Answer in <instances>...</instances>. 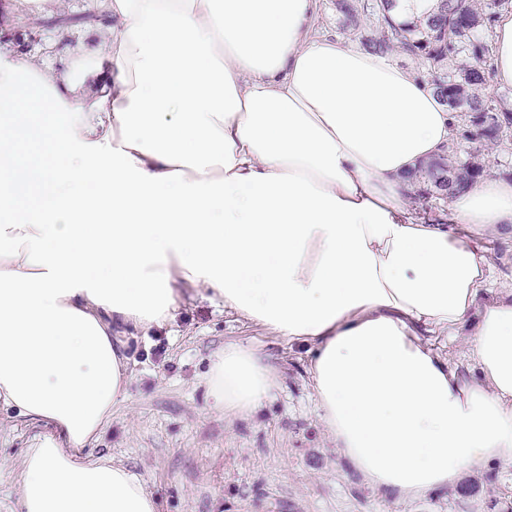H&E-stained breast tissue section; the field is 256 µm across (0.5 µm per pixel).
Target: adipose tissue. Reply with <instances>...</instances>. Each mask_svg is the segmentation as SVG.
<instances>
[{"mask_svg": "<svg viewBox=\"0 0 512 512\" xmlns=\"http://www.w3.org/2000/svg\"><path fill=\"white\" fill-rule=\"evenodd\" d=\"M94 2L109 22L81 82L0 66V409L53 429L25 454L19 512H158L84 450L128 393L113 325L173 320L182 283L307 347L323 425L372 486L418 497L512 465V289L484 299L477 241L512 226V180L479 179L443 224L403 205L456 113L319 33V0ZM493 65L512 86L511 11ZM464 331L475 378L427 340ZM276 382L242 343L208 379L228 418Z\"/></svg>", "mask_w": 512, "mask_h": 512, "instance_id": "obj_1", "label": "adipose tissue"}]
</instances>
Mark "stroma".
<instances>
[{"instance_id":"1","label":"stroma","mask_w":512,"mask_h":512,"mask_svg":"<svg viewBox=\"0 0 512 512\" xmlns=\"http://www.w3.org/2000/svg\"><path fill=\"white\" fill-rule=\"evenodd\" d=\"M90 0H0V61L25 52L43 64L93 61V44L80 38L60 46L56 31L22 48L15 38L30 22L88 11ZM492 279L512 288V234L483 237ZM172 322L148 330L118 327L130 356L129 397L113 407L87 448L138 476L160 512H507L512 507V466L464 472L458 486L403 499L373 487L353 470L326 432L310 386L305 347L288 343L211 299L204 288L179 287ZM261 351L278 374L268 400L252 415L231 419L212 407L206 383L210 364L225 344ZM46 424L0 412V512H19L24 453L49 433Z\"/></svg>"}]
</instances>
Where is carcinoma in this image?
Listing matches in <instances>:
<instances>
[{"mask_svg":"<svg viewBox=\"0 0 512 512\" xmlns=\"http://www.w3.org/2000/svg\"><path fill=\"white\" fill-rule=\"evenodd\" d=\"M335 7L353 28L364 16L377 21V36L362 40L365 50L381 55L399 52L427 64L430 86L444 105H449L451 96L462 95L474 132L463 131L461 139L494 142L512 127V109L487 90V71L493 68L490 32L497 14L512 7V0H435L431 11L398 24L390 17L397 7L392 0H335ZM494 110L497 122L479 125L482 114ZM484 172L474 155L461 157L452 142L446 153L425 166L429 188L424 194L433 188L451 199Z\"/></svg>","mask_w":512,"mask_h":512,"instance_id":"1","label":"carcinoma"}]
</instances>
